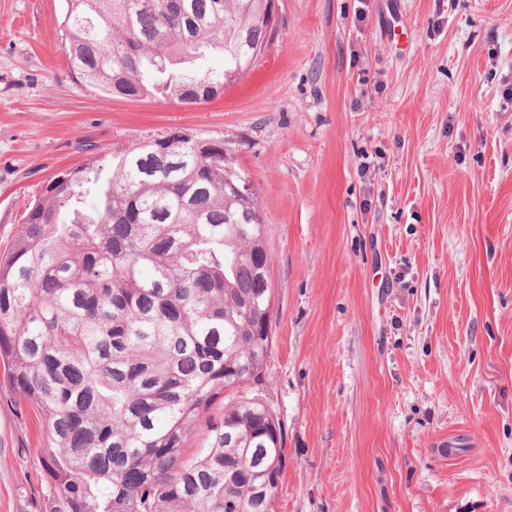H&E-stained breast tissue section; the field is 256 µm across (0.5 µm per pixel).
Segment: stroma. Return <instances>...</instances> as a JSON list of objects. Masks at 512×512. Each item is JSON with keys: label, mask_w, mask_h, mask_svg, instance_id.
<instances>
[{"label": "stroma", "mask_w": 512, "mask_h": 512, "mask_svg": "<svg viewBox=\"0 0 512 512\" xmlns=\"http://www.w3.org/2000/svg\"><path fill=\"white\" fill-rule=\"evenodd\" d=\"M198 104L66 70L64 0H0V254L47 178L173 132L223 141L271 257L273 512H512V0H278ZM0 395V512H50Z\"/></svg>", "instance_id": "obj_1"}]
</instances>
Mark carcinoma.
Returning <instances> with one entry per match:
<instances>
[{
    "label": "carcinoma",
    "mask_w": 512,
    "mask_h": 512,
    "mask_svg": "<svg viewBox=\"0 0 512 512\" xmlns=\"http://www.w3.org/2000/svg\"><path fill=\"white\" fill-rule=\"evenodd\" d=\"M72 76L207 102L264 53L266 0H66ZM213 52L224 70L194 69ZM224 142L174 132L50 178L0 259L3 383L40 418L51 512H271L283 425L258 397L271 264ZM205 421L191 454L192 428Z\"/></svg>",
    "instance_id": "carcinoma-1"
}]
</instances>
